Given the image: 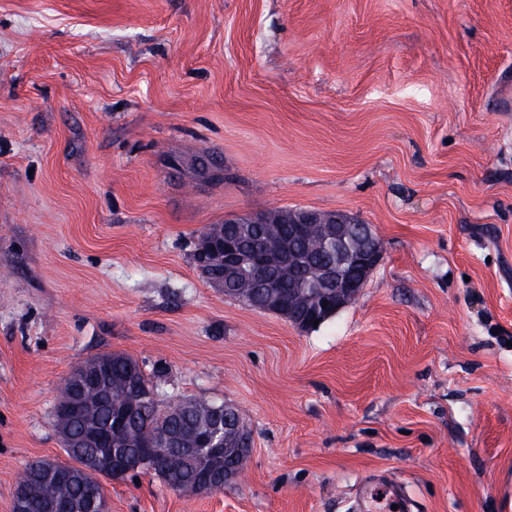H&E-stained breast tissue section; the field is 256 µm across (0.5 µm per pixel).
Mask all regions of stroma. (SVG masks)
<instances>
[{"label":"stroma","instance_id":"1","mask_svg":"<svg viewBox=\"0 0 512 512\" xmlns=\"http://www.w3.org/2000/svg\"><path fill=\"white\" fill-rule=\"evenodd\" d=\"M210 154L226 182L186 163ZM345 210L382 260L316 328L226 297L201 230ZM234 405L223 492L111 512H512V0H0V512L72 366Z\"/></svg>","mask_w":512,"mask_h":512}]
</instances>
